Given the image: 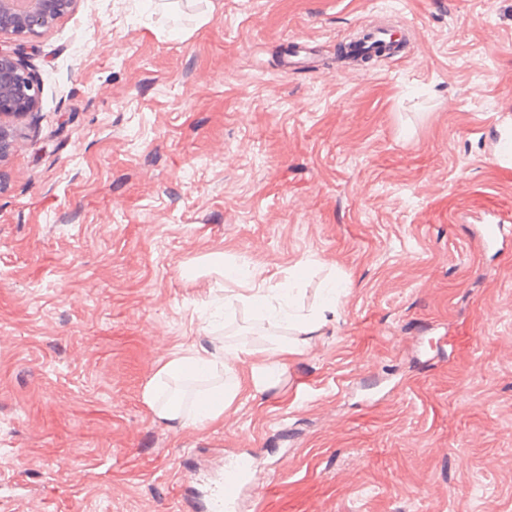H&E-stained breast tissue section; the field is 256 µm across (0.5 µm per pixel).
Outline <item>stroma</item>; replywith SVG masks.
<instances>
[{
	"mask_svg": "<svg viewBox=\"0 0 512 512\" xmlns=\"http://www.w3.org/2000/svg\"><path fill=\"white\" fill-rule=\"evenodd\" d=\"M409 57L336 59L361 21ZM311 44L318 68L283 72ZM21 49L36 111L1 115L0 512H185L257 449L235 512H512V0H78ZM261 268L283 304L340 292L219 425L142 401L174 353L262 347L225 306Z\"/></svg>",
	"mask_w": 512,
	"mask_h": 512,
	"instance_id": "35a3bbf8",
	"label": "stroma"
}]
</instances>
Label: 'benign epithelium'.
<instances>
[{"label":"benign epithelium","instance_id":"obj_1","mask_svg":"<svg viewBox=\"0 0 512 512\" xmlns=\"http://www.w3.org/2000/svg\"><path fill=\"white\" fill-rule=\"evenodd\" d=\"M77 0H0V37L36 35L71 11ZM39 86L22 51L0 48V115L37 109Z\"/></svg>","mask_w":512,"mask_h":512}]
</instances>
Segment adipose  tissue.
Wrapping results in <instances>:
<instances>
[{"label": "adipose tissue", "mask_w": 512, "mask_h": 512, "mask_svg": "<svg viewBox=\"0 0 512 512\" xmlns=\"http://www.w3.org/2000/svg\"><path fill=\"white\" fill-rule=\"evenodd\" d=\"M225 304L240 303L243 305L262 304L268 318L274 320L286 319L293 322L299 335L312 338L324 323L323 312L299 314L283 312L272 303L270 294L258 291L246 294L242 292L226 295ZM296 345L275 341L271 346L262 350L247 347L219 348L216 346H199L188 353L176 355L166 361L147 382L143 389L145 405L160 419L166 420L172 426L182 427L190 423L205 422L215 424L224 417L225 408L237 396L239 383L223 384L210 391L211 402L193 413L182 412L178 405L162 401L160 388L167 382H186L205 375L221 365L222 361L235 360L251 365L250 379L255 390L263 391L274 383L273 370L282 366L288 356L296 354Z\"/></svg>", "instance_id": "adipose-tissue-1"}]
</instances>
